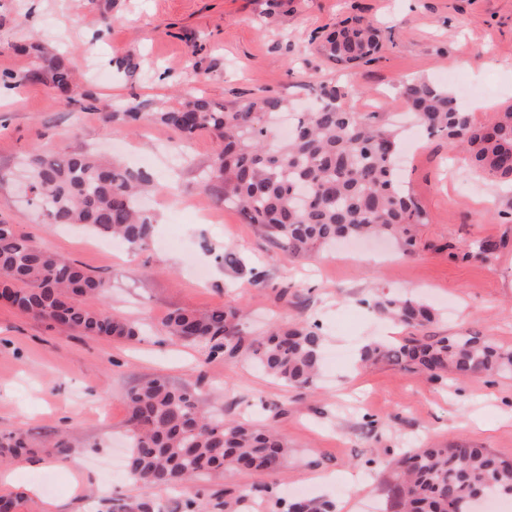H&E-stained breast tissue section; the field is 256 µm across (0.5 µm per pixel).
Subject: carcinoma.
I'll return each instance as SVG.
<instances>
[{
	"mask_svg": "<svg viewBox=\"0 0 512 512\" xmlns=\"http://www.w3.org/2000/svg\"><path fill=\"white\" fill-rule=\"evenodd\" d=\"M381 49L377 29L359 20L343 21L316 50L345 68L373 59ZM45 77L73 98L79 95L71 70L60 60L48 62ZM403 99L417 126L448 140L466 153L469 165L492 180L512 183V104L498 108L479 124L448 89L426 79L402 82ZM288 100L263 96L218 105L192 96L176 109L148 114L175 130L182 141L208 131L223 143L208 180L216 199L237 208L244 221L294 257H310L338 239L387 237L407 254L427 215L401 185L395 156L397 130L383 112H354L341 103L336 88L321 84L314 107L296 112L288 137L275 130ZM134 126L143 113L127 103L108 114ZM28 182L33 205L49 225L85 224L99 236L121 240L134 251L152 243L155 217L139 206L147 191L164 187L124 164L102 163L86 151L38 154L31 159ZM498 250L492 241L461 250L464 260L489 261ZM109 280L74 260L33 244L14 225L0 223V296L26 314L50 321L63 332L83 336L139 335V327L112 317L104 306ZM382 317L407 329L434 319L433 309L412 295L382 289L371 297ZM239 307L205 312L177 309L167 314L168 335L208 347L209 355H244L267 375L293 388L311 386L318 374L323 336L316 324L272 326L246 340L237 326ZM360 360H388L411 366L433 380L447 372L458 379L512 375V349L485 336L410 337L394 344L370 343ZM128 440L125 468L148 492L181 490V512H249L268 493L267 485H235L190 495L188 483L224 470L278 473L288 460V443L271 427L226 419L205 410L194 391L163 378L149 380L127 394ZM31 453L21 432L0 437V463ZM394 495L399 512H477L479 501L512 499V463L485 448L461 441L449 446L408 448L394 457ZM106 512H165L146 494L108 499ZM278 512H335L332 501L295 498Z\"/></svg>",
	"mask_w": 512,
	"mask_h": 512,
	"instance_id": "cac0c4a2",
	"label": "carcinoma"
}]
</instances>
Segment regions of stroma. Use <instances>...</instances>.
<instances>
[{"instance_id":"stroma-1","label":"stroma","mask_w":512,"mask_h":512,"mask_svg":"<svg viewBox=\"0 0 512 512\" xmlns=\"http://www.w3.org/2000/svg\"><path fill=\"white\" fill-rule=\"evenodd\" d=\"M103 3L0 0V74L24 78L0 97V221L108 277L109 311L141 329L131 341L62 335L0 302V434L26 433L36 450L11 464L20 474L14 489L26 494L20 512H101V498L139 497L134 481L110 480V465L128 432V391L156 376L197 390L209 412L272 425L287 440L290 459L277 476L200 478L213 490L268 483V500L251 512H273L300 489L331 499L336 512H394L395 476L369 461L414 445L465 441L512 460L511 376L456 383L391 362L359 366L363 346L391 338L389 321L362 306L377 289L439 308L419 335L477 333L512 347L511 190L451 162L446 139L410 132L403 184L428 217L416 253L354 242L297 259L215 198L205 174L221 144L211 133L183 145L165 126L131 129L88 103L134 101L145 113L188 93L219 104L266 95L302 103L332 83L353 111L395 113L401 80L425 78L451 91L473 85L462 105L484 122L512 102V0H116L108 13ZM345 18L372 23L382 43L372 62L349 71L314 50ZM29 44L62 58L85 100L37 76L43 61ZM128 54L140 64L131 78L110 65ZM86 149L171 185L146 200L157 219L149 249L109 254L107 239L86 229L48 227L22 192L32 154ZM485 239L501 244L491 261L449 255V245ZM219 252L229 262L218 263ZM257 276L265 287L254 285ZM224 305L248 310L241 333L250 339L273 322L318 324L315 385L288 388L244 358L210 356L163 329L174 309ZM62 429L71 445L63 461L44 445Z\"/></svg>"}]
</instances>
